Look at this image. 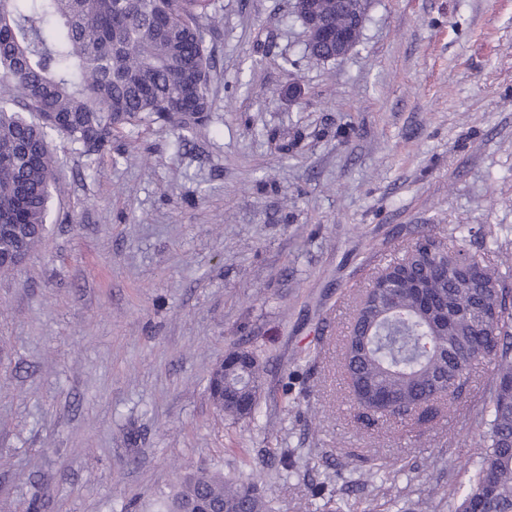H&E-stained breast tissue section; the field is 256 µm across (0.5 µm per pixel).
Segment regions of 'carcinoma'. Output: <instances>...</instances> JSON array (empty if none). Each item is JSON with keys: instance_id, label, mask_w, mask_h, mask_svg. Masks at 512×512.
Returning a JSON list of instances; mask_svg holds the SVG:
<instances>
[{"instance_id": "carcinoma-1", "label": "carcinoma", "mask_w": 512, "mask_h": 512, "mask_svg": "<svg viewBox=\"0 0 512 512\" xmlns=\"http://www.w3.org/2000/svg\"><path fill=\"white\" fill-rule=\"evenodd\" d=\"M217 0H0V237L26 259L43 238L62 180L54 136L85 156L145 121L190 132L209 119L218 73L207 42ZM321 58L336 46L312 34ZM407 267L381 294L368 291L355 309L342 367L357 407L408 419L439 401L458 400L473 362H496L474 466L455 512H512V266L450 249L424 234L384 265ZM233 374L228 417L258 412L260 361ZM263 474L230 480L197 470L180 482L162 512H194L199 498L235 512H271Z\"/></svg>"}]
</instances>
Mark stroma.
I'll return each mask as SVG.
<instances>
[{"mask_svg": "<svg viewBox=\"0 0 512 512\" xmlns=\"http://www.w3.org/2000/svg\"><path fill=\"white\" fill-rule=\"evenodd\" d=\"M292 3L219 0L205 125L145 123L92 158L57 140L52 220L0 274V512H158L191 469L257 463L273 512L462 495L494 363L400 425L353 406L341 349L422 233L512 264V0H368L329 62ZM235 347L264 368L253 419L207 391Z\"/></svg>", "mask_w": 512, "mask_h": 512, "instance_id": "stroma-1", "label": "stroma"}]
</instances>
